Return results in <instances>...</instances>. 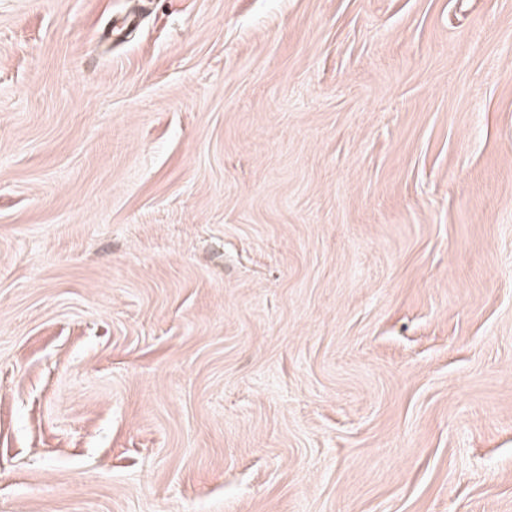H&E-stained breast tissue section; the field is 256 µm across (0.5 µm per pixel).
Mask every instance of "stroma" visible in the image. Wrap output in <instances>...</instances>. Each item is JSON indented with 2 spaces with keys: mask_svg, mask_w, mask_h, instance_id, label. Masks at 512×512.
<instances>
[{
  "mask_svg": "<svg viewBox=\"0 0 512 512\" xmlns=\"http://www.w3.org/2000/svg\"><path fill=\"white\" fill-rule=\"evenodd\" d=\"M0 512H512V0H0Z\"/></svg>",
  "mask_w": 512,
  "mask_h": 512,
  "instance_id": "35a3bbf8",
  "label": "stroma"
}]
</instances>
